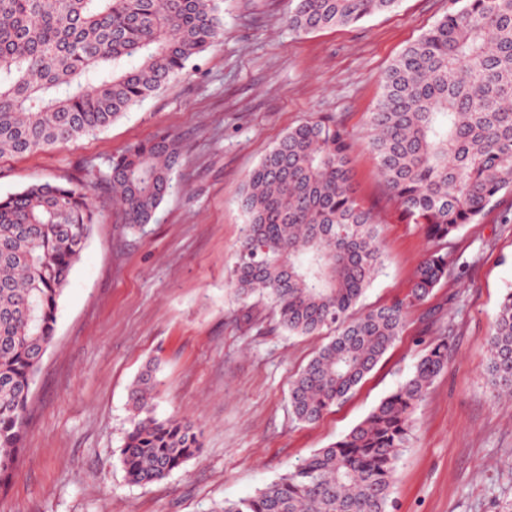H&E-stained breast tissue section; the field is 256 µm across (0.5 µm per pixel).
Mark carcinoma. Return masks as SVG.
<instances>
[{
	"instance_id": "obj_1",
	"label": "carcinoma",
	"mask_w": 512,
	"mask_h": 512,
	"mask_svg": "<svg viewBox=\"0 0 512 512\" xmlns=\"http://www.w3.org/2000/svg\"><path fill=\"white\" fill-rule=\"evenodd\" d=\"M399 0H291L301 32L349 26ZM387 69L367 148L391 198L431 243L410 292L358 308L382 269L381 225L351 187L352 143L336 123L288 129L248 174L236 296H259L290 335L327 336L291 381L300 423L349 398L401 335L452 260L440 243L512 195V0H454ZM223 0H0V156L99 132L163 89L211 47ZM180 147L161 132L112 158L103 180L125 223H151L173 188ZM95 220L89 186L32 183L0 197V490L18 466L35 375L59 300ZM486 367L494 399L512 400V290L493 316ZM448 364L429 342L411 374L347 434L300 459L223 512H390L414 415ZM148 365L131 386L120 458L129 482L169 476L202 448L184 416L159 418Z\"/></svg>"
}]
</instances>
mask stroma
I'll return each mask as SVG.
<instances>
[{"label": "stroma", "mask_w": 512, "mask_h": 512, "mask_svg": "<svg viewBox=\"0 0 512 512\" xmlns=\"http://www.w3.org/2000/svg\"><path fill=\"white\" fill-rule=\"evenodd\" d=\"M289 0H224L217 44L107 129L23 156L0 157V196L35 182H92L99 212L74 263L55 337L35 376L24 447L0 512H221L358 424L410 374L424 342L447 333L448 367L415 414L399 462L395 512H505L512 504V402H494L486 338L512 288V195L444 249L470 262L449 272L343 405L296 422L290 381L322 346L291 336L258 298L237 300L230 271L244 227L247 174L309 118L352 137L353 186L382 225L385 264L361 305L405 296L425 249L405 223L366 147L385 72L446 15L449 0H400L389 13L309 33L288 24ZM160 131L183 163L150 224H123L97 183L113 155ZM458 295L460 309L449 298ZM160 380L156 414L189 417L199 456L146 486L128 482L120 449L129 391L147 364Z\"/></svg>", "instance_id": "1"}]
</instances>
